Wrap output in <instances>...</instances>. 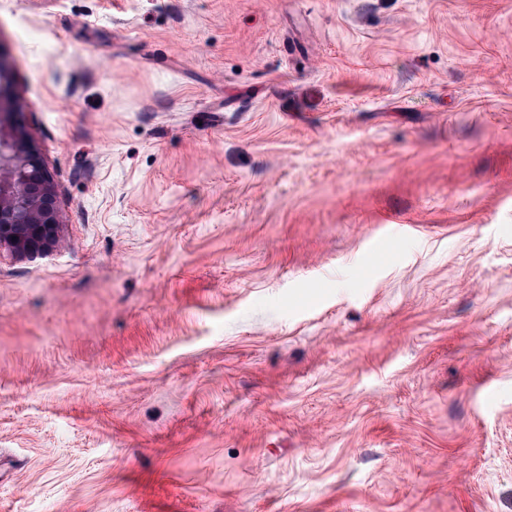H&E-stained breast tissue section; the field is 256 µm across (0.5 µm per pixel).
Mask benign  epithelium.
I'll return each mask as SVG.
<instances>
[{"label":"benign epithelium","mask_w":512,"mask_h":512,"mask_svg":"<svg viewBox=\"0 0 512 512\" xmlns=\"http://www.w3.org/2000/svg\"><path fill=\"white\" fill-rule=\"evenodd\" d=\"M13 154L0 158V246L20 256L47 251L61 224L50 175L26 136L12 139Z\"/></svg>","instance_id":"7a95c632"}]
</instances>
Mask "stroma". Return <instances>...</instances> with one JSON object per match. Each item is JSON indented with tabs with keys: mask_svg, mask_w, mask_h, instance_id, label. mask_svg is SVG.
Returning <instances> with one entry per match:
<instances>
[{
	"mask_svg": "<svg viewBox=\"0 0 512 512\" xmlns=\"http://www.w3.org/2000/svg\"><path fill=\"white\" fill-rule=\"evenodd\" d=\"M62 222L0 249V512H512V0H0Z\"/></svg>",
	"mask_w": 512,
	"mask_h": 512,
	"instance_id": "1",
	"label": "stroma"
}]
</instances>
